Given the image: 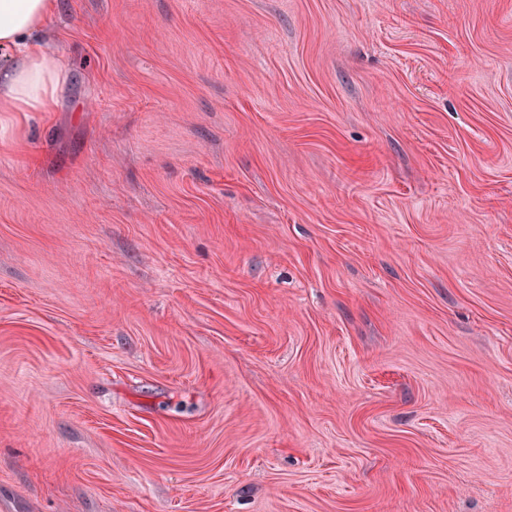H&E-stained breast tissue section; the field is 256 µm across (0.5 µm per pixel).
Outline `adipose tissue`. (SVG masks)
<instances>
[{
  "instance_id": "obj_1",
  "label": "adipose tissue",
  "mask_w": 512,
  "mask_h": 512,
  "mask_svg": "<svg viewBox=\"0 0 512 512\" xmlns=\"http://www.w3.org/2000/svg\"><path fill=\"white\" fill-rule=\"evenodd\" d=\"M58 0H0V112H50L64 75L56 59L37 43Z\"/></svg>"
}]
</instances>
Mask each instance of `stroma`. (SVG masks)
I'll use <instances>...</instances> for the list:
<instances>
[{"label":"stroma","instance_id":"35a3bbf8","mask_svg":"<svg viewBox=\"0 0 512 512\" xmlns=\"http://www.w3.org/2000/svg\"><path fill=\"white\" fill-rule=\"evenodd\" d=\"M0 114V512H512V0H59Z\"/></svg>","mask_w":512,"mask_h":512}]
</instances>
